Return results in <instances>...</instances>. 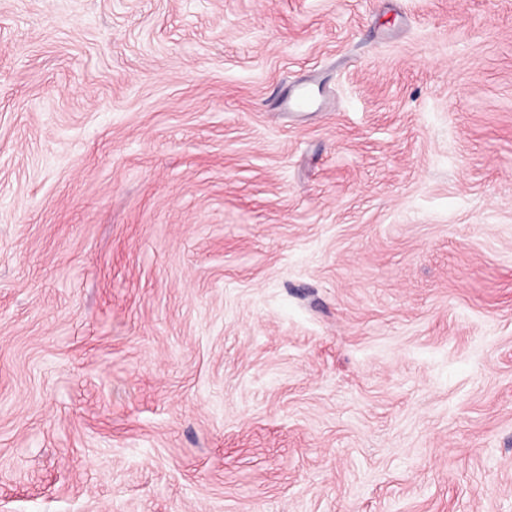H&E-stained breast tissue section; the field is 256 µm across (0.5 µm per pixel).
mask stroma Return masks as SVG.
<instances>
[{
	"mask_svg": "<svg viewBox=\"0 0 512 512\" xmlns=\"http://www.w3.org/2000/svg\"><path fill=\"white\" fill-rule=\"evenodd\" d=\"M0 512H512V0H0Z\"/></svg>",
	"mask_w": 512,
	"mask_h": 512,
	"instance_id": "obj_1",
	"label": "stroma"
}]
</instances>
